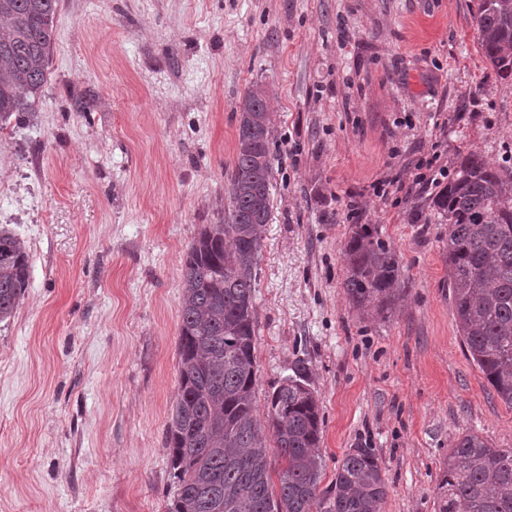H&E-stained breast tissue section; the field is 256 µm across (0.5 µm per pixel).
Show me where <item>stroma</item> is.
Returning a JSON list of instances; mask_svg holds the SVG:
<instances>
[{
    "label": "stroma",
    "instance_id": "35a3bbf8",
    "mask_svg": "<svg viewBox=\"0 0 512 512\" xmlns=\"http://www.w3.org/2000/svg\"><path fill=\"white\" fill-rule=\"evenodd\" d=\"M477 0H60L47 81L0 130V225L31 257L0 323V512H168L183 259L219 224L236 104L269 98L273 206L254 296L255 417L297 360L323 418L321 487L370 448L383 512H439L465 431L512 449V407L471 360L436 187L374 196L439 154L512 176V86ZM85 94L88 112L73 98ZM360 211L351 214L350 203ZM372 224L404 291L349 304L344 244Z\"/></svg>",
    "mask_w": 512,
    "mask_h": 512
}]
</instances>
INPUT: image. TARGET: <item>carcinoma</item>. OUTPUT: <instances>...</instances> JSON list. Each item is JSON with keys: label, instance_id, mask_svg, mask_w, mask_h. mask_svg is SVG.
Segmentation results:
<instances>
[{"label": "carcinoma", "instance_id": "1", "mask_svg": "<svg viewBox=\"0 0 512 512\" xmlns=\"http://www.w3.org/2000/svg\"><path fill=\"white\" fill-rule=\"evenodd\" d=\"M59 0H0V129L29 111L47 80ZM478 41L498 80L512 83V0H479ZM237 153L221 224H205L183 262L179 394L165 430L176 479L168 512H382L388 484L371 448H354L319 490L320 406L306 364L267 397L272 436L255 423L254 293L261 228L271 213L273 157L266 95L239 102ZM448 222V288L472 361L512 407V178L478 155L460 160L434 196ZM343 288L358 310L387 311L400 295L398 259L369 224L344 247ZM30 254L0 227V323L29 285ZM285 467L270 490L268 441ZM439 512H512V449L475 432L455 439Z\"/></svg>", "mask_w": 512, "mask_h": 512}]
</instances>
